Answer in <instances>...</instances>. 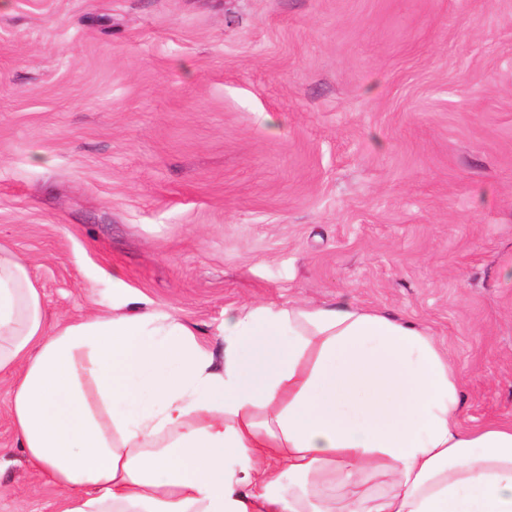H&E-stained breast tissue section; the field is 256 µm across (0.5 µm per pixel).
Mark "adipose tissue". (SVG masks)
<instances>
[{"label": "adipose tissue", "instance_id": "adipose-tissue-1", "mask_svg": "<svg viewBox=\"0 0 512 512\" xmlns=\"http://www.w3.org/2000/svg\"><path fill=\"white\" fill-rule=\"evenodd\" d=\"M224 361L175 314L48 326L0 246V375L60 512H512V424L460 415L418 325L349 301L230 306Z\"/></svg>", "mask_w": 512, "mask_h": 512}]
</instances>
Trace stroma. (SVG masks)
Listing matches in <instances>:
<instances>
[{
  "label": "stroma",
  "mask_w": 512,
  "mask_h": 512,
  "mask_svg": "<svg viewBox=\"0 0 512 512\" xmlns=\"http://www.w3.org/2000/svg\"><path fill=\"white\" fill-rule=\"evenodd\" d=\"M0 245L49 324L341 298L512 423V0H0ZM0 377V512H57Z\"/></svg>",
  "instance_id": "35a3bbf8"
}]
</instances>
